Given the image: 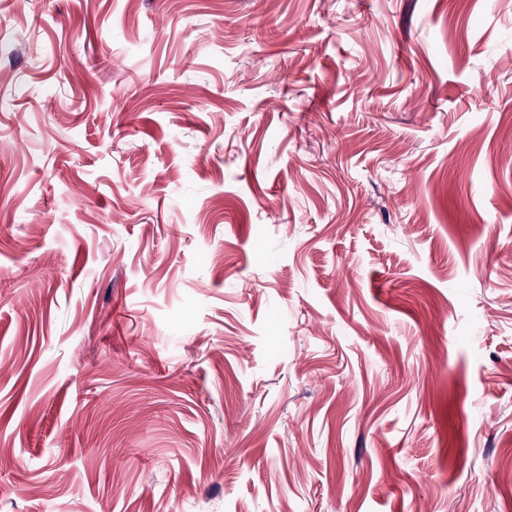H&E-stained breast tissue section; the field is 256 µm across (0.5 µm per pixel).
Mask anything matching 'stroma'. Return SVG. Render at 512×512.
<instances>
[{
    "label": "stroma",
    "instance_id": "stroma-1",
    "mask_svg": "<svg viewBox=\"0 0 512 512\" xmlns=\"http://www.w3.org/2000/svg\"><path fill=\"white\" fill-rule=\"evenodd\" d=\"M0 512H512V0H0Z\"/></svg>",
    "mask_w": 512,
    "mask_h": 512
}]
</instances>
